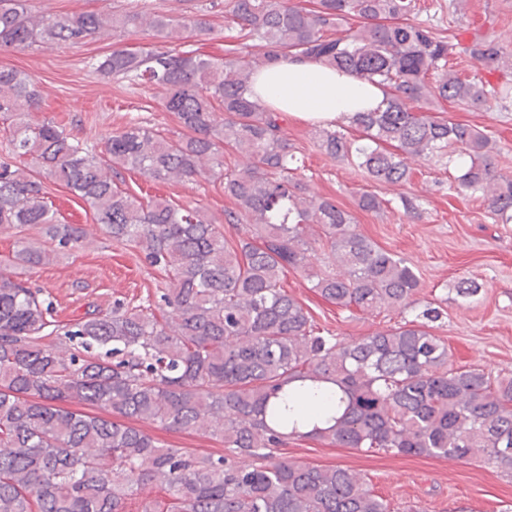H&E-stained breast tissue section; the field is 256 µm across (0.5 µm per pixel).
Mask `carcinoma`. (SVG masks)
Masks as SVG:
<instances>
[{
  "instance_id": "1",
  "label": "carcinoma",
  "mask_w": 512,
  "mask_h": 512,
  "mask_svg": "<svg viewBox=\"0 0 512 512\" xmlns=\"http://www.w3.org/2000/svg\"><path fill=\"white\" fill-rule=\"evenodd\" d=\"M416 0H224L237 29L224 56L175 48L210 31L201 18L152 13L158 41L114 50L96 63L104 77L149 85L183 127L176 139L140 124L112 134L96 154L50 121H37L34 77L0 68V231L47 225V241L18 239L0 260V512H126L146 487L159 495L141 512H391L353 469L279 460L289 438L403 456L476 459L512 471V375L455 367L431 332L442 309L351 340L322 333L284 287L302 272L341 311L414 309L421 283L404 257L362 234L353 215L307 191L283 113L251 98L253 73L295 59L349 70L380 86L375 112L339 128H314L320 149L374 183L401 186L414 162L467 159L450 187L479 196L487 218L512 223V173L498 168L492 137L427 106L444 101L480 111L512 101V83L462 77L449 66L469 54L489 73L508 66L507 46L477 38L467 47L413 19ZM143 27L139 13L32 15L28 0H0V46L79 44L105 26ZM358 136L351 139L345 130ZM248 159L224 164V148ZM39 167L33 171L27 160ZM157 181L208 172L223 180L247 223L236 246L201 208L166 198L142 202L120 187L122 171ZM60 184L93 212L101 230L127 242L165 274L158 301L75 322L26 274L83 246L80 224H61L47 185ZM388 200L362 192L358 207ZM321 253L325 269L312 257ZM336 386L328 427L285 433L270 408L284 386ZM103 408L110 417L95 415ZM205 432L227 455L172 448L139 424Z\"/></svg>"
}]
</instances>
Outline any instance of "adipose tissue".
I'll return each instance as SVG.
<instances>
[{
  "mask_svg": "<svg viewBox=\"0 0 512 512\" xmlns=\"http://www.w3.org/2000/svg\"><path fill=\"white\" fill-rule=\"evenodd\" d=\"M252 98L306 123L328 125L354 112L382 108L383 89L353 73L312 62L276 63L258 71Z\"/></svg>",
  "mask_w": 512,
  "mask_h": 512,
  "instance_id": "1",
  "label": "adipose tissue"
}]
</instances>
